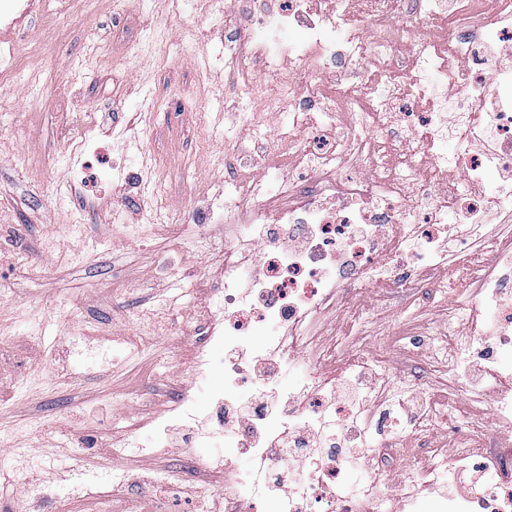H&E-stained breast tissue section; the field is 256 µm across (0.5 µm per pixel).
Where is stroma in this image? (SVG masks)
Masks as SVG:
<instances>
[{
    "instance_id": "stroma-1",
    "label": "stroma",
    "mask_w": 512,
    "mask_h": 512,
    "mask_svg": "<svg viewBox=\"0 0 512 512\" xmlns=\"http://www.w3.org/2000/svg\"><path fill=\"white\" fill-rule=\"evenodd\" d=\"M249 24L222 0H98L94 11L36 0L18 27L0 28L1 49L39 48L0 73V431L30 451L27 469L12 458L0 464V512H127L139 497L164 512H211L219 494L199 458L250 472L247 455L225 460L221 440L185 447L172 423L163 448L156 432L185 385L196 431L213 432L211 388L224 379L223 348L211 350L205 376L193 366L223 272L184 251L166 226L223 189L232 176L225 158L252 175L253 159L293 151L243 129L275 84L233 102L224 34ZM116 123L123 139L87 171L115 166L133 183L74 185L71 135ZM126 224L152 230L134 241ZM166 259L175 274H159ZM141 279L151 281L148 293L123 296ZM157 306L169 313L165 335L134 348L139 313ZM450 315L448 301L374 289L358 316L335 321L345 356L374 360L396 379L421 374L444 405L447 373L409 339L442 334ZM114 479L123 496L100 506L95 494Z\"/></svg>"
}]
</instances>
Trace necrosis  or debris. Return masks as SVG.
<instances>
[{
  "mask_svg": "<svg viewBox=\"0 0 512 512\" xmlns=\"http://www.w3.org/2000/svg\"><path fill=\"white\" fill-rule=\"evenodd\" d=\"M237 2L258 21L224 42L237 93L255 89L256 70L277 78L283 60L304 67L279 140H297L337 104L365 120L298 150L273 200L262 178L241 176L195 215L192 247L224 271L196 368L205 370L209 347H223L224 381L212 392L224 454L254 462L243 481L213 468L224 512H387L393 485L406 512H512V454L473 452L512 426V251L495 245L477 275L448 276V243L472 240L486 200L512 213V182L500 180L512 172V60L496 58L512 45V0ZM446 11L452 26L407 40L398 32L404 17ZM363 65L366 80L349 84L350 68ZM210 222L223 224V236L205 232ZM376 286L474 292V305L452 312L448 342L459 354L441 357L430 336L417 343L451 386L487 404L477 415L463 410V430L442 432V406L416 387L393 395V380L370 360L343 359L328 317L354 310ZM475 345L489 361L480 374L464 355ZM245 348L261 364L303 372L285 393L287 416H236L249 381L236 358ZM350 444L370 463L352 486L342 453ZM464 474L467 490L435 493Z\"/></svg>",
  "mask_w": 512,
  "mask_h": 512,
  "instance_id": "1",
  "label": "necrosis or debris"
}]
</instances>
